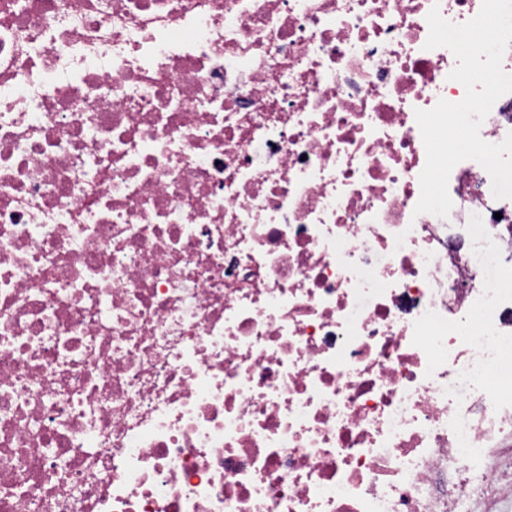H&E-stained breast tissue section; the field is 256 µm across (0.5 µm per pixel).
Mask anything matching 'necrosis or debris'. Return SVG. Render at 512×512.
<instances>
[{"instance_id":"necrosis-or-debris-1","label":"necrosis or debris","mask_w":512,"mask_h":512,"mask_svg":"<svg viewBox=\"0 0 512 512\" xmlns=\"http://www.w3.org/2000/svg\"><path fill=\"white\" fill-rule=\"evenodd\" d=\"M481 6L0 0V512H512V198L414 212Z\"/></svg>"}]
</instances>
